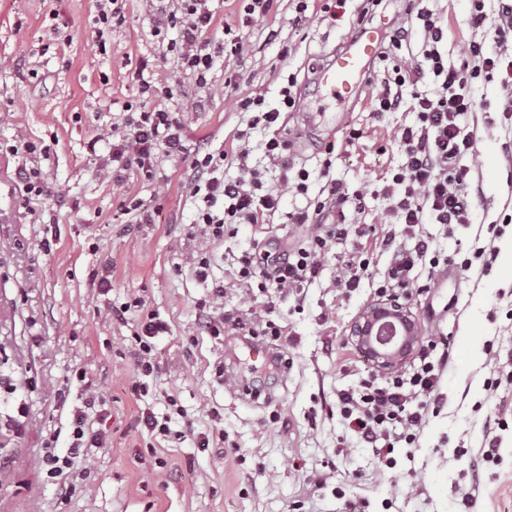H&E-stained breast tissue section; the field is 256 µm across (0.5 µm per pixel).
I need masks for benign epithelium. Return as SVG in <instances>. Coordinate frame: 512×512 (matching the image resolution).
<instances>
[{"label": "benign epithelium", "instance_id": "benign-epithelium-1", "mask_svg": "<svg viewBox=\"0 0 512 512\" xmlns=\"http://www.w3.org/2000/svg\"><path fill=\"white\" fill-rule=\"evenodd\" d=\"M350 336L386 373L396 371L409 348L421 339L409 308L396 297L369 304L351 325Z\"/></svg>", "mask_w": 512, "mask_h": 512}]
</instances>
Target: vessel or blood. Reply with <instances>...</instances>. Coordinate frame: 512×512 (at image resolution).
<instances>
[{"label": "vessel or blood", "mask_w": 512, "mask_h": 512, "mask_svg": "<svg viewBox=\"0 0 512 512\" xmlns=\"http://www.w3.org/2000/svg\"><path fill=\"white\" fill-rule=\"evenodd\" d=\"M382 34L379 27L361 28L343 46L342 50L318 70L316 81L332 98L346 103L355 97L372 62L380 53Z\"/></svg>", "instance_id": "b4317fda"}]
</instances>
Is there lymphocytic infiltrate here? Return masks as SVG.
<instances>
[{"mask_svg":"<svg viewBox=\"0 0 512 512\" xmlns=\"http://www.w3.org/2000/svg\"><path fill=\"white\" fill-rule=\"evenodd\" d=\"M177 2L175 10L159 8L153 34L161 38L169 29H177L178 40L173 46L176 69L193 73L203 85L219 54L225 50L240 54L244 43L237 36L231 39L229 48L212 45L208 35L215 17L209 0ZM486 21L482 0H476L468 24L483 30L484 35L481 41L472 42L470 62L453 68L445 65L438 49L444 30L426 5H417L414 17L389 31V47L407 49L408 55L381 81L376 93L379 111H397L404 86L416 85L424 74H432L438 83L432 94L418 100V126L405 128L398 136L404 162L393 175L386 193L394 201V211L404 233H412L428 217L437 224L469 221L477 186L470 168L461 165L460 160L475 155L477 133L461 127L460 118L474 109L470 83L479 72L498 71L503 75V85L512 86V6L498 11L494 26H487ZM418 28L424 32V42L421 51L414 54L409 47ZM108 136L112 140V161L117 172H135L147 181L155 179L160 158L192 155L193 160L185 171L184 187L196 204L194 224L205 242L213 247L223 245L225 225L263 223L278 209L282 191H302L308 178L307 172L301 170L295 177L283 178L280 189H264L260 173L247 164L251 149L243 143L236 152L241 174L226 179L223 150L200 147L189 151L181 121L166 109L129 112L121 125L112 127ZM346 201L341 185L330 183L328 197L318 207L325 215L324 223H312L305 210L292 216L293 223L308 225L307 244L289 247L274 244L242 256L238 270L241 280L256 281L262 291L273 288L287 295L296 293L317 276L320 258L328 244L347 238L349 230L343 210ZM388 247L392 260L382 292L405 287L408 272L419 262L429 261L434 273L445 271L439 258L429 257L427 239H419L411 247L392 240ZM167 331L166 322L154 313H144L135 334V366L141 380L133 384V392L145 391L143 379L155 368L152 340ZM441 369V364L423 360L409 372L392 376L384 383L366 379L359 389L338 395L340 414L365 443L380 440L388 448L401 441L413 443V430L422 422L427 403L438 387ZM397 425L402 428L398 434L393 431ZM57 441L54 434L46 438L41 465L55 485L58 498L67 501L76 491L73 473L77 464L87 462L90 449L102 447L105 439L81 422L71 433L67 452L58 451Z\"/></svg>","mask_w":512,"mask_h":512,"instance_id":"1","label":"lymphocytic infiltrate"}]
</instances>
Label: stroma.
<instances>
[{
  "instance_id": "1",
  "label": "stroma",
  "mask_w": 512,
  "mask_h": 512,
  "mask_svg": "<svg viewBox=\"0 0 512 512\" xmlns=\"http://www.w3.org/2000/svg\"><path fill=\"white\" fill-rule=\"evenodd\" d=\"M295 7L275 0L266 20L241 28L244 51L218 59L203 86L175 74L174 54L152 33L153 0H129L102 47L91 29L96 0H0V512H512V225L493 231L512 218V119L500 73L473 79L477 107L462 118L479 133L481 192L469 223L420 227L448 273L436 283L428 264L416 265L402 292L422 329L415 353L447 360L438 401L414 443L386 459L348 430L336 398L375 370L348 329L388 274L384 242L401 229L386 194L403 161L396 135L417 125L415 95L432 90L431 78L406 87L398 111H377L376 87L400 57L392 50L374 62L341 127L289 113L278 136L290 164L307 170L306 188L284 192L270 223L225 225L205 283L192 268L205 247L182 188L187 160L162 159L153 182L133 174L112 182L104 135L131 105L175 112L190 148L227 149L229 179L239 174L230 149L248 131L250 166L265 186L279 187L284 171L263 149L269 134L248 128L240 100L259 94L265 108L279 106L289 74L306 84L357 24L401 19L412 4L346 0L337 16L302 23ZM431 7L444 28L443 57L459 66L479 38L466 23L472 0ZM144 79L172 86V95L143 96ZM25 142L50 151L13 153ZM24 167L38 169L42 196L26 197L17 175ZM333 180L349 195L346 241L322 255L300 295L267 294L269 318L282 330L268 342L287 367L250 355L247 341L263 324L196 334L198 305L215 280L224 285L219 307L249 320L239 258L301 240L306 230L291 214L324 200ZM125 194L155 210L153 223H128L119 210ZM489 246L487 261L475 260ZM356 255L368 259L369 274L341 291L336 278ZM466 258L471 268H462ZM104 267L112 288L101 294L88 274ZM137 297L169 326L154 340L156 371L141 396L131 390L140 317L110 315ZM86 387L104 395L89 422L107 445L77 467V490L63 505L39 460L48 434L66 448ZM147 415L168 424L163 447Z\"/></svg>"
}]
</instances>
